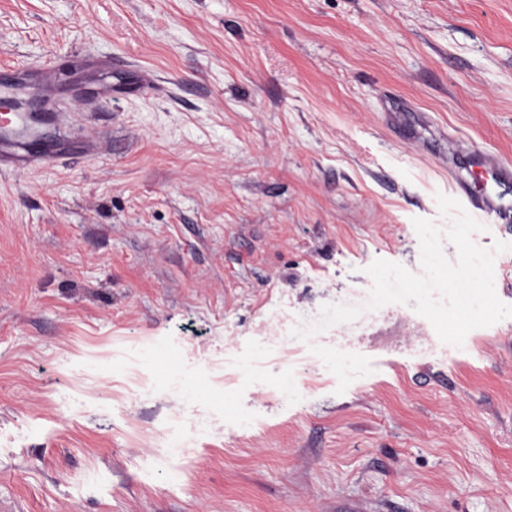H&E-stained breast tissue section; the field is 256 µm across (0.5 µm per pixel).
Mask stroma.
I'll return each mask as SVG.
<instances>
[{"instance_id": "stroma-1", "label": "stroma", "mask_w": 512, "mask_h": 512, "mask_svg": "<svg viewBox=\"0 0 512 512\" xmlns=\"http://www.w3.org/2000/svg\"><path fill=\"white\" fill-rule=\"evenodd\" d=\"M5 63L69 142L0 173V512H512V318L292 335L512 162V0H0ZM448 137V169L458 198L475 214L495 224L512 223V164L474 145Z\"/></svg>"}]
</instances>
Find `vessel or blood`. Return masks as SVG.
Listing matches in <instances>:
<instances>
[{"instance_id": "1", "label": "vessel or blood", "mask_w": 512, "mask_h": 512, "mask_svg": "<svg viewBox=\"0 0 512 512\" xmlns=\"http://www.w3.org/2000/svg\"><path fill=\"white\" fill-rule=\"evenodd\" d=\"M24 118L20 112L0 114V172L18 171L55 160L54 150L27 144L12 135ZM455 193L470 211L497 224L512 223V164L476 146L448 150Z\"/></svg>"}]
</instances>
